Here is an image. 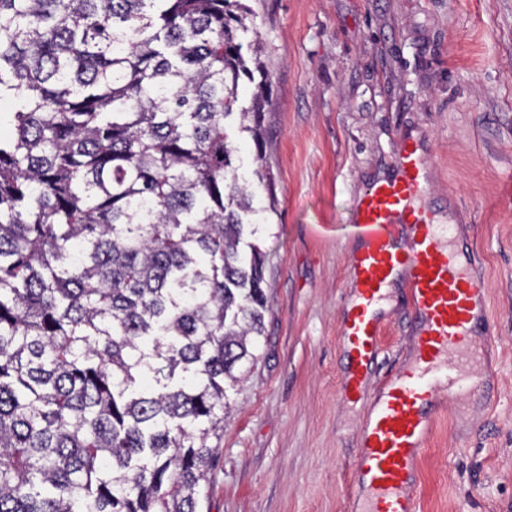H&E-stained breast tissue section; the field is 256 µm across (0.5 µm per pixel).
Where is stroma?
I'll return each mask as SVG.
<instances>
[{
    "label": "stroma",
    "mask_w": 512,
    "mask_h": 512,
    "mask_svg": "<svg viewBox=\"0 0 512 512\" xmlns=\"http://www.w3.org/2000/svg\"><path fill=\"white\" fill-rule=\"evenodd\" d=\"M246 2L271 63L270 310L210 441L206 512H349L365 419L340 399L353 206L404 127L430 143L433 199L460 223L494 329L488 393L438 405L417 512H512V0ZM401 303H387L378 381L408 362Z\"/></svg>",
    "instance_id": "35a3bbf8"
}]
</instances>
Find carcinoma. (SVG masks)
<instances>
[{"instance_id":"cac0c4a2","label":"carcinoma","mask_w":512,"mask_h":512,"mask_svg":"<svg viewBox=\"0 0 512 512\" xmlns=\"http://www.w3.org/2000/svg\"><path fill=\"white\" fill-rule=\"evenodd\" d=\"M269 79L241 0H0V512H202L269 311Z\"/></svg>"}]
</instances>
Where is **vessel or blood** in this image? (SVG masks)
Masks as SVG:
<instances>
[{
    "label": "vessel or blood",
    "instance_id": "obj_1",
    "mask_svg": "<svg viewBox=\"0 0 512 512\" xmlns=\"http://www.w3.org/2000/svg\"><path fill=\"white\" fill-rule=\"evenodd\" d=\"M399 140L392 172L372 182L354 206L358 245L338 338L341 397L366 402L368 413L353 474L362 494L351 512H416L417 463L437 396L488 387L487 282L462 264L456 226L439 221L425 140L407 129ZM398 286L410 320L409 364L370 398L365 388L389 324L385 303Z\"/></svg>",
    "mask_w": 512,
    "mask_h": 512
}]
</instances>
